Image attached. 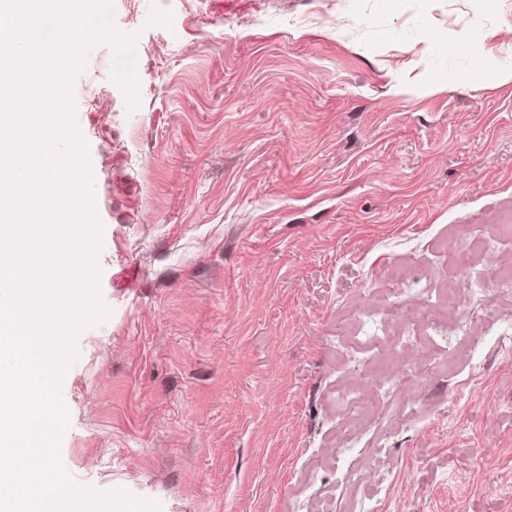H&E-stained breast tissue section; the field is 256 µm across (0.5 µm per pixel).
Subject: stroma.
<instances>
[{"instance_id":"obj_1","label":"stroma","mask_w":512,"mask_h":512,"mask_svg":"<svg viewBox=\"0 0 512 512\" xmlns=\"http://www.w3.org/2000/svg\"><path fill=\"white\" fill-rule=\"evenodd\" d=\"M112 2L139 104L95 45L111 314L62 382L73 480L161 512H512V0Z\"/></svg>"}]
</instances>
